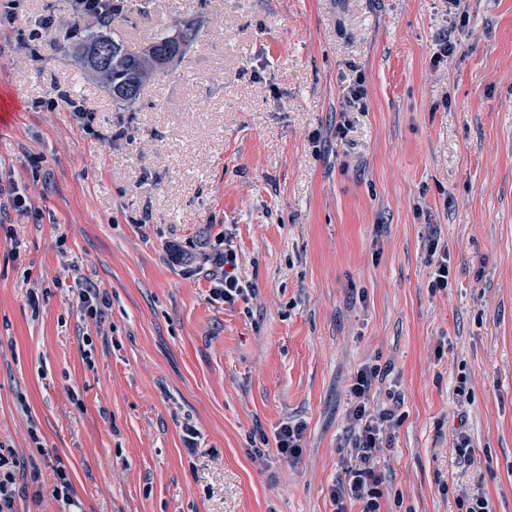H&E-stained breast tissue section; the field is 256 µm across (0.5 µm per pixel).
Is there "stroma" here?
<instances>
[{
	"mask_svg": "<svg viewBox=\"0 0 512 512\" xmlns=\"http://www.w3.org/2000/svg\"><path fill=\"white\" fill-rule=\"evenodd\" d=\"M124 2L114 29L136 52L204 22L131 110L55 36L17 63L42 16L71 27L66 0H19L0 25V181L29 183L34 155L50 174L30 194L41 220L0 227V443L40 466L18 471L16 512H65L50 455L81 512H333L368 364L391 368L371 404L400 399L381 512H461L450 482L512 512V0ZM357 83L365 109L337 137ZM56 85L89 125L40 108ZM204 230L231 233L247 299L169 261ZM88 284L109 299L98 321ZM290 421L294 461L272 442ZM438 251V240L432 239L428 245V264L433 265L432 274V288H447L448 276H449V265H448V250L443 249L440 251L436 258ZM109 300L99 288L88 285L82 288L79 293V306L86 315L97 317L102 314L103 308L107 307ZM305 425L303 423L283 424L276 433V448L282 456L289 459H295L302 455V440L304 436ZM52 466L56 476L54 488L56 497L61 499L65 505L78 508L68 467L58 456L55 457V462Z\"/></svg>",
	"mask_w": 512,
	"mask_h": 512,
	"instance_id": "1",
	"label": "stroma"
}]
</instances>
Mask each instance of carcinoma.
I'll return each mask as SVG.
<instances>
[{
  "mask_svg": "<svg viewBox=\"0 0 512 512\" xmlns=\"http://www.w3.org/2000/svg\"><path fill=\"white\" fill-rule=\"evenodd\" d=\"M74 27L79 31L76 47L84 71L106 90L113 103L128 108L136 104L147 82L173 70L185 50L198 39L203 21L183 22L177 35L161 33L137 53L112 36L110 26L86 29L77 17Z\"/></svg>",
  "mask_w": 512,
  "mask_h": 512,
  "instance_id": "carcinoma-1",
  "label": "carcinoma"
}]
</instances>
